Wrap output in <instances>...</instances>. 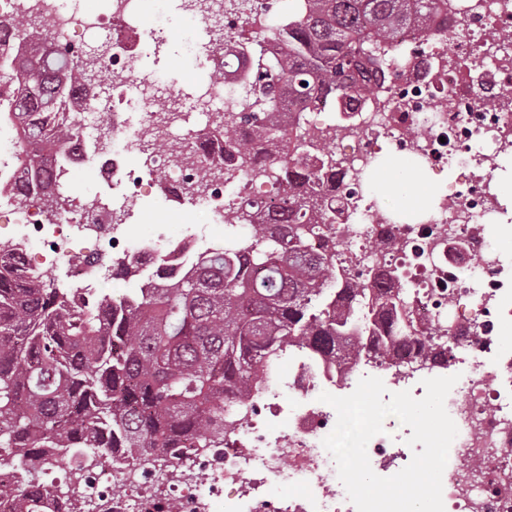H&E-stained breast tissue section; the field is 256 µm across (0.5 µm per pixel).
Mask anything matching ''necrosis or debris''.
<instances>
[{"label":"necrosis or debris","instance_id":"1","mask_svg":"<svg viewBox=\"0 0 512 512\" xmlns=\"http://www.w3.org/2000/svg\"><path fill=\"white\" fill-rule=\"evenodd\" d=\"M90 11L84 0H0V29L21 17H35L54 44L71 55L84 54L99 34L112 47L98 64L109 83L92 88L76 106L81 135L63 162H49L42 175L72 188L87 163L98 178L112 183L110 201L91 203L72 197L56 218L48 219L39 196L9 187L22 175L17 165V132L0 121V223L14 227L5 248L22 270L36 258L65 259L78 284L79 300L115 289L127 300L134 287H155L176 280L193 267L196 253L217 248L224 236V213L247 199L273 204L234 142L214 135L212 119L240 107L248 78L243 54L261 48L258 31H272L289 8L288 0H250L243 15L220 8L217 0H190L188 8L206 35L221 31L234 39L240 57L225 64L222 50L195 52L199 68L224 71V79L203 84L191 98L194 111L209 123L190 130L195 157L158 153L168 139V113L161 103L179 105V94L156 80L129 79V62L141 37L142 0H103ZM463 31L447 44L444 32ZM401 52L385 61L384 82L370 99L324 101L322 119L313 126L336 144L342 173L336 183V232L347 242L340 259L352 275L368 269L400 268L402 286L412 303L421 334L442 330L443 358L429 368L411 369L405 360L355 367L336 382L318 359L297 351L282 362L285 380L269 385L249 401L244 421L229 431L224 445L192 455L179 464L120 465L77 477L76 493L58 497L55 512H356L340 482L335 462L322 441L337 414L321 393L353 392L362 377L382 379L388 392H424L423 379L458 375L445 407L458 428L442 475L445 512H512V347L504 333L512 327V263L492 256L490 219L504 207L496 180L502 158L512 157V0H448L447 21L432 30H404ZM134 85L141 131L127 133L128 117L116 93ZM409 157L418 167L439 174L457 166L458 175L439 203L422 218L392 222L372 199L369 183L382 155ZM141 163L133 167L130 156ZM208 159L203 173L199 159ZM176 190L180 199L209 213L212 223L185 230L131 238L128 221L134 204L152 189ZM397 240L394 248L373 251L371 240ZM120 260H133L141 278L133 283L95 265L103 248ZM382 434L368 443L373 471L389 477L404 468L413 451L395 444L393 416ZM123 485L122 494L111 485Z\"/></svg>","mask_w":512,"mask_h":512}]
</instances>
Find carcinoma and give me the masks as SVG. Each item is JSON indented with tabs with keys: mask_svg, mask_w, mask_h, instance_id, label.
<instances>
[{
	"mask_svg": "<svg viewBox=\"0 0 512 512\" xmlns=\"http://www.w3.org/2000/svg\"><path fill=\"white\" fill-rule=\"evenodd\" d=\"M446 15L448 0H295L271 35L276 52L254 56V96L217 127L234 140L248 127L240 155L273 158L280 177L263 178L280 212L255 220L250 203L225 213L224 247L190 275L141 288L119 306L103 297L82 307L74 289L18 273L0 247V471L40 449L66 448L69 463L104 468L222 448L224 431L242 419L236 402L271 384L289 349L339 368L380 362L410 343L420 345L415 360L430 356L388 278L352 282L337 262L342 241L323 196L336 180V154L304 119L324 99L372 94L357 76L363 56L391 55L411 22L428 27ZM20 25L30 50L42 49L37 24ZM75 66L86 85L102 82L92 58ZM64 67L22 53L0 74L20 91L0 113H14L17 150L33 171L45 157L32 142L62 156L80 134L68 113L71 75H55ZM48 506L49 492L36 491L0 512Z\"/></svg>",
	"mask_w": 512,
	"mask_h": 512,
	"instance_id": "obj_1",
	"label": "carcinoma"
}]
</instances>
